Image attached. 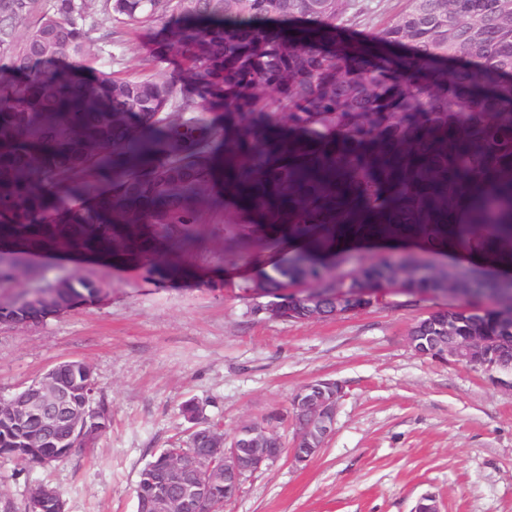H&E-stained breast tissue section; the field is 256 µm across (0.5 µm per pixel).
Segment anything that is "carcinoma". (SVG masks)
I'll return each instance as SVG.
<instances>
[{
	"label": "carcinoma",
	"instance_id": "obj_1",
	"mask_svg": "<svg viewBox=\"0 0 512 512\" xmlns=\"http://www.w3.org/2000/svg\"><path fill=\"white\" fill-rule=\"evenodd\" d=\"M0 0V52L25 63L70 65L24 79L0 69V283L40 272L32 245L45 240L123 256L170 243L196 247L202 226L239 248L258 224L309 236L282 262L261 268L249 288L281 301L283 316H307L285 294L323 284L334 265L336 230L360 224L374 235L442 238L454 249L487 251L501 273L452 285L481 304L470 314L436 311L409 335L506 337L512 345V0H407L368 39L344 34L350 0ZM151 22L157 54L185 62L184 80L145 68L135 78L90 81L89 44L112 55V18ZM224 111V129L205 112ZM349 145L336 152L337 140ZM388 258L362 266L359 295L392 281ZM405 289L441 294L444 273L409 277ZM22 291L0 317L30 324L91 305L98 287L81 277L56 290L53 312L24 306ZM58 379L78 412L96 390L88 367L62 363ZM320 379L293 397H327ZM63 427L32 410L21 420L0 408V453L18 464L63 461ZM323 442L283 447L279 431L259 451L308 463ZM210 455L206 435L189 441ZM177 448H161L141 470L142 504ZM35 488L28 512H55ZM239 492L216 472L204 507L219 512Z\"/></svg>",
	"mask_w": 512,
	"mask_h": 512
}]
</instances>
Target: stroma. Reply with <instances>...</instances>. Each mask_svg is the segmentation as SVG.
I'll use <instances>...</instances> for the list:
<instances>
[{
    "instance_id": "35a3bbf8",
    "label": "stroma",
    "mask_w": 512,
    "mask_h": 512,
    "mask_svg": "<svg viewBox=\"0 0 512 512\" xmlns=\"http://www.w3.org/2000/svg\"><path fill=\"white\" fill-rule=\"evenodd\" d=\"M119 37L99 70L141 73L160 22L113 21ZM279 233L251 263L219 252H173L197 275L169 276L149 254L126 265L35 254L44 278L0 284V304L22 290L80 276L94 304L27 327L0 325V394L11 395L57 363L80 359L112 408L110 428L64 461L22 468L0 455V512H25L40 485L64 512H137L140 469L159 448L184 447L181 413L225 435L274 410L318 378L341 382L335 427L306 466L281 459L244 481L221 512H413L432 495L439 512H512V390L488 375L417 354L411 327L451 297L389 293L374 307L301 322L269 318L247 291L254 264L299 246Z\"/></svg>"
}]
</instances>
